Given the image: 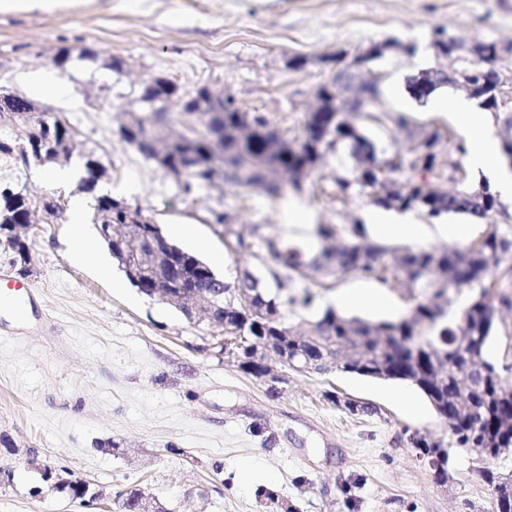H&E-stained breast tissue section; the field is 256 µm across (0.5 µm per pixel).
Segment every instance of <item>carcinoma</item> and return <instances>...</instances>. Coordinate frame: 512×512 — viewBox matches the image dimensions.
<instances>
[{
  "instance_id": "1",
  "label": "carcinoma",
  "mask_w": 512,
  "mask_h": 512,
  "mask_svg": "<svg viewBox=\"0 0 512 512\" xmlns=\"http://www.w3.org/2000/svg\"><path fill=\"white\" fill-rule=\"evenodd\" d=\"M436 55L444 58L448 43L454 37L442 29L431 35ZM338 69L334 78L319 86L317 93L336 99L334 112H309L302 133L292 138L283 137V149L266 152L272 135V123L263 115L241 112L232 97L224 98V136L220 138L224 155V182L239 189L257 188L266 196L277 198L285 185L300 189L298 177L308 178L320 168L317 161L328 157H347L350 166L336 175V187L345 196L367 195L371 201L385 209L421 211L429 216L445 214L466 215L481 223L491 208L503 207L496 191L483 179L476 183L462 182L452 189L437 184L443 178L445 162L440 149L442 136L436 131L419 135L410 149V158L387 156V150L378 148L358 125L346 118L341 108L350 103L364 118L380 121V117L367 111L371 100L360 93L361 68L357 61L335 60ZM491 76L481 68L473 84L479 91L472 97L476 105L488 111L498 106ZM215 130L207 125L205 131L189 138L199 158L206 161L213 147ZM208 181L207 174L195 167L186 174L182 189L189 194ZM112 212L110 223H120L121 211L114 208L107 194L95 197L94 213ZM216 222L224 225V236L235 238L240 250H250L244 237L227 223V215H215ZM350 242L332 251L326 244L338 235L334 224L316 225L313 235L319 250L312 252L306 240H290L282 236L262 238L265 254L255 255L272 274L273 283H254L250 270L239 273L240 284L253 296L254 303H274L281 315L288 310H312L318 306L320 294L309 288L298 295H288L291 281L305 276L311 269L323 277L354 273L374 278L387 285L397 283L414 301L409 312L397 320H370L342 315L331 307L319 311L315 320L301 322L302 335L309 343L297 349L288 347V359H318L333 346L352 345L364 348V360L373 363L384 357L397 370L415 378L414 386L425 391L431 384L433 361L447 363L446 376L435 386L438 401L448 407L450 446L467 448L471 438L484 432L491 443L503 441L512 446V429L501 428L500 421L508 416L512 398L502 384L496 366L484 359L486 347L493 336L495 320L490 317L494 304L491 289L498 284L490 281L494 269L503 267L500 279L512 280V241L492 226L478 240L462 248L442 250L427 247H406L392 261H387L389 249L371 242L364 234L363 225L349 228ZM197 257L189 252L179 259L173 271L174 279L191 287L207 278ZM248 325L256 337L273 336L275 332L246 313L228 320V328L219 335L233 336L242 325ZM470 336L473 347L463 352L455 336L460 329ZM426 337L429 351L419 357L418 363L399 350L388 352L387 347L402 338ZM250 342L237 348L238 367L257 378L264 374L263 366L254 362L249 353ZM475 366L472 385L461 384V373ZM119 512H134L140 490L130 488L116 494Z\"/></svg>"
}]
</instances>
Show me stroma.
Segmentation results:
<instances>
[{
	"mask_svg": "<svg viewBox=\"0 0 512 512\" xmlns=\"http://www.w3.org/2000/svg\"><path fill=\"white\" fill-rule=\"evenodd\" d=\"M466 41L512 42V0H45L32 10H0V88L31 99L72 131L66 178L48 183L46 166L23 153L22 132L0 123V191L50 195L60 203L51 223L23 229L31 261L19 276L0 256V279H22L21 309L0 306V512H110L117 492L136 487L168 512H491L494 492L478 474L474 451L449 448L447 478L437 483L407 437L447 438L448 425L405 382L340 371L296 373L278 366L276 385L241 371L214 345L213 328L189 323L159 299L140 293L117 266L103 268L108 250L79 261L67 237L87 154L106 168L98 189L140 207L182 248L196 240L222 255L216 274L234 283L257 266L236 253L216 224L228 214L245 238L296 235L291 215L334 224L348 238L372 204L343 197L337 162L300 190L279 198L240 194L224 185L185 195L179 183L121 139L120 126L140 85L174 80L181 93L202 84L233 96L237 106L266 116L282 133H301L318 87L331 79L317 58L372 42H392L362 67L378 79L383 122L366 123L390 152L407 155L410 133L439 131L454 179H480L457 147L463 138L429 100L412 98L408 83L437 66L433 29ZM414 43V55L402 44ZM77 58L67 70L52 62L59 49ZM91 58H80L81 50ZM310 58L287 67L289 56ZM113 57L127 69H106ZM64 81L62 96L39 90ZM409 103L408 128L392 115ZM190 236L178 235V228ZM370 403L351 413L332 396ZM63 478L86 480L103 492L84 506L42 480L30 455ZM273 491L275 500L263 497Z\"/></svg>",
	"mask_w": 512,
	"mask_h": 512,
	"instance_id": "35a3bbf8",
	"label": "stroma"
}]
</instances>
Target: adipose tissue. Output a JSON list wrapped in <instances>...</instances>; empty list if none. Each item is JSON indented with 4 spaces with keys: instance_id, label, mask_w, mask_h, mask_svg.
Listing matches in <instances>:
<instances>
[{
    "instance_id": "adipose-tissue-1",
    "label": "adipose tissue",
    "mask_w": 512,
    "mask_h": 512,
    "mask_svg": "<svg viewBox=\"0 0 512 512\" xmlns=\"http://www.w3.org/2000/svg\"><path fill=\"white\" fill-rule=\"evenodd\" d=\"M433 107L448 115L465 136L468 163L475 169L495 178L499 190L512 195V178L507 175L506 162L497 139L483 119L475 112L470 101L459 98L452 102L437 101ZM365 231L377 243L403 242L423 245L435 237L462 243L474 231L470 224H421L392 213L370 212L366 215Z\"/></svg>"
}]
</instances>
